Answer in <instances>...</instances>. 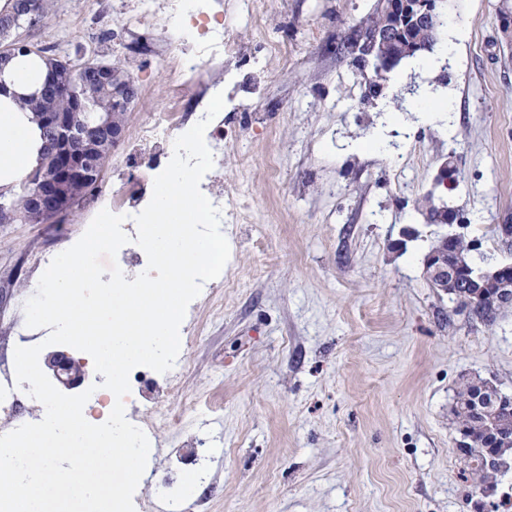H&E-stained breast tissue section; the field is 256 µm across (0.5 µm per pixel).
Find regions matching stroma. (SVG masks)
Returning <instances> with one entry per match:
<instances>
[{"label": "stroma", "instance_id": "1", "mask_svg": "<svg viewBox=\"0 0 512 512\" xmlns=\"http://www.w3.org/2000/svg\"><path fill=\"white\" fill-rule=\"evenodd\" d=\"M379 0H269V34L287 66L267 63L260 96L240 91L224 122L238 133L226 192H244L254 224H228L224 277L202 289L180 326L188 344L151 400L125 406L150 443L147 476L164 479L180 512H512L464 470L450 410L461 379L512 396V311L490 326L432 288L423 257L436 228L420 201L447 199L483 240L487 263L512 260L494 232L512 218V46L501 0H450L433 51L403 60L380 96L372 67L332 48ZM58 55L82 50L164 87L150 27L92 17L88 0H50L25 35ZM419 72L432 111L393 95ZM256 107L264 124L247 126ZM405 136L390 147L391 130ZM112 153L103 195L147 182ZM454 154L459 185L434 188ZM100 203L63 224H0V318L23 319L34 261L84 234ZM414 238H406L407 229ZM179 415L161 425L159 415ZM204 443L200 483L184 495V442Z\"/></svg>", "mask_w": 512, "mask_h": 512}]
</instances>
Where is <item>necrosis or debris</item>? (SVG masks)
<instances>
[{
	"instance_id": "4bbe7bcc",
	"label": "necrosis or debris",
	"mask_w": 512,
	"mask_h": 512,
	"mask_svg": "<svg viewBox=\"0 0 512 512\" xmlns=\"http://www.w3.org/2000/svg\"><path fill=\"white\" fill-rule=\"evenodd\" d=\"M135 15L170 29L169 46L157 57L168 76V106L148 115L130 145L147 169L160 172L173 156L175 140L204 119L211 90L223 85L230 57L242 53L243 47L237 28L226 20L224 0H137ZM233 137L222 117L210 122L205 141L214 167L200 189L221 209L222 223L249 224L253 214L245 197L224 193V144ZM43 412L39 401L22 402L14 368L0 360V435L42 420Z\"/></svg>"
}]
</instances>
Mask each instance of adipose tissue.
I'll return each instance as SVG.
<instances>
[{"label":"adipose tissue","instance_id":"adipose-tissue-1","mask_svg":"<svg viewBox=\"0 0 512 512\" xmlns=\"http://www.w3.org/2000/svg\"><path fill=\"white\" fill-rule=\"evenodd\" d=\"M45 74L44 65L31 68L12 61L0 71V185L19 181L38 163V124L33 115L22 114L17 97L37 90Z\"/></svg>","mask_w":512,"mask_h":512}]
</instances>
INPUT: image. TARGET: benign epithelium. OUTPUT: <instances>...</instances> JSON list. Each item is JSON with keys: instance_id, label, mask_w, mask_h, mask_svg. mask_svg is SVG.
<instances>
[{"instance_id": "1", "label": "benign epithelium", "mask_w": 512, "mask_h": 512, "mask_svg": "<svg viewBox=\"0 0 512 512\" xmlns=\"http://www.w3.org/2000/svg\"><path fill=\"white\" fill-rule=\"evenodd\" d=\"M438 0H381L379 11L367 22L356 26L352 33L336 45V50L349 52L372 65L375 87L382 89L391 80V73L405 58L425 51L435 43L440 27ZM60 68H67L69 83L76 85L89 79L101 82L109 89L113 104L126 108L138 96L134 77H126L107 64L100 63L90 70L76 71L67 60L58 57ZM86 104L75 99L70 112H47L44 123L52 131L49 153L55 157L58 175L53 181L36 182L26 197L23 213L0 212L1 224H55L75 208L70 184L75 180L96 185L102 172L96 158L101 146L119 143L124 135V122L117 113L100 117L95 124L82 120ZM458 180V170L452 159L444 160L435 178V185L451 187ZM439 226L446 231L438 234L439 245L428 251L423 259L430 281L443 292L455 284V274L448 270V247L466 243L469 250L481 252V240L468 235L469 224L452 208L438 210ZM473 277L481 287H498L496 298L501 307L512 308V290L506 283L512 281V263H498L487 269L474 271ZM43 364L47 375L57 386L67 390L77 388L85 380V362L66 352H50Z\"/></svg>"}]
</instances>
